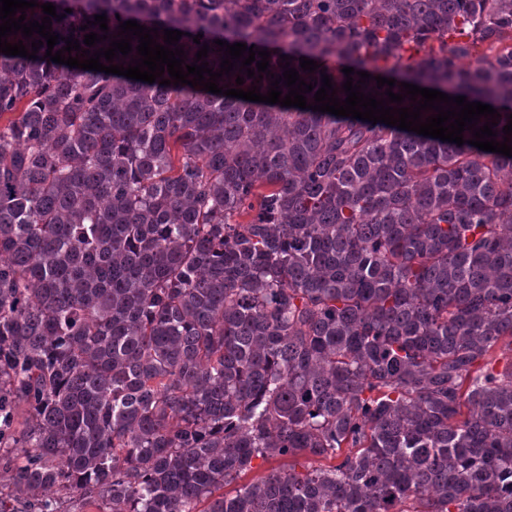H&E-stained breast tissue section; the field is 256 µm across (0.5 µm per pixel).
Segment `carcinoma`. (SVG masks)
Segmentation results:
<instances>
[{"label": "carcinoma", "instance_id": "obj_1", "mask_svg": "<svg viewBox=\"0 0 512 512\" xmlns=\"http://www.w3.org/2000/svg\"><path fill=\"white\" fill-rule=\"evenodd\" d=\"M37 3L512 114V0ZM46 50L0 52V512H512V157ZM281 456L341 461L240 483Z\"/></svg>", "mask_w": 512, "mask_h": 512}]
</instances>
